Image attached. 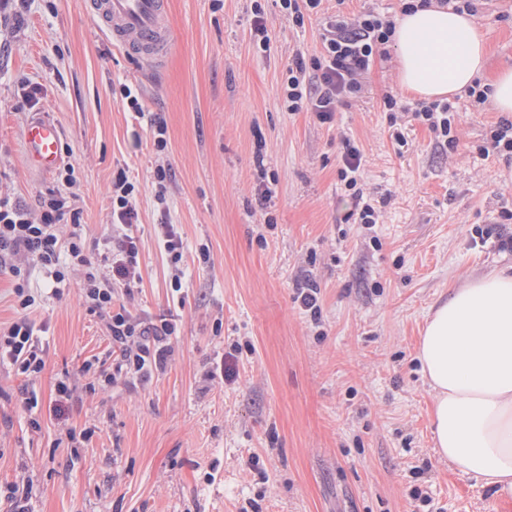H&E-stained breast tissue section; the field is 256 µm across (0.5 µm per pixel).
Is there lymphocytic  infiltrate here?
<instances>
[{"label": "lymphocytic infiltrate", "mask_w": 512, "mask_h": 512, "mask_svg": "<svg viewBox=\"0 0 512 512\" xmlns=\"http://www.w3.org/2000/svg\"><path fill=\"white\" fill-rule=\"evenodd\" d=\"M393 30L392 21L372 12L363 14L352 29L339 22L331 24L323 38L321 55L308 59L295 54L288 67L284 95L289 111L312 112L321 121L330 120L339 103L360 91L359 75L369 69L376 54L389 42ZM413 116L427 126L436 145L454 147L455 112L448 101L422 104ZM361 162L359 147L346 142L338 176L355 201L348 217L354 223L371 225L378 220V210L364 200L358 186ZM58 179L60 188L39 195L33 210L0 195V262L12 260V270L17 275L21 274L23 265L35 264L58 283L65 279L64 266L82 268L81 288L89 309L106 319L113 342L120 346L111 372L104 375L105 383L120 379L147 380L155 371L166 367L173 353L169 339L177 325L166 319L157 324L146 323L126 308L114 305L119 294H132L140 281V237L135 224L137 212L132 204L135 186L122 171L112 183L115 234L111 265L104 269L82 243L79 209L61 192L62 187L73 185V168L64 166ZM66 218L70 219L74 231L70 240L63 241L58 238L56 228ZM15 293L22 315L8 327L0 328V366L33 381L46 367L47 349L27 315L35 303L34 296L21 284Z\"/></svg>", "instance_id": "obj_1"}]
</instances>
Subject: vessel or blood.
Returning <instances> with one entry per match:
<instances>
[{
    "instance_id": "obj_1",
    "label": "vessel or blood",
    "mask_w": 512,
    "mask_h": 512,
    "mask_svg": "<svg viewBox=\"0 0 512 512\" xmlns=\"http://www.w3.org/2000/svg\"><path fill=\"white\" fill-rule=\"evenodd\" d=\"M88 11L113 42L126 47L138 59L153 60L169 43L165 0H88ZM22 141L27 163L41 172L55 169L62 160V133L45 116L30 118Z\"/></svg>"
}]
</instances>
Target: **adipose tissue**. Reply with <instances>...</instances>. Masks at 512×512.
<instances>
[{
	"label": "adipose tissue",
	"mask_w": 512,
	"mask_h": 512,
	"mask_svg": "<svg viewBox=\"0 0 512 512\" xmlns=\"http://www.w3.org/2000/svg\"><path fill=\"white\" fill-rule=\"evenodd\" d=\"M392 39L398 84L420 98L460 92L485 73V40L465 14H402ZM416 358L437 454L495 502H512V273L471 278L433 307Z\"/></svg>",
	"instance_id": "obj_1"
}]
</instances>
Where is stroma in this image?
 <instances>
[{
    "label": "stroma",
    "mask_w": 512,
    "mask_h": 512,
    "mask_svg": "<svg viewBox=\"0 0 512 512\" xmlns=\"http://www.w3.org/2000/svg\"><path fill=\"white\" fill-rule=\"evenodd\" d=\"M86 2L29 0L19 17L13 0H0V191L32 208L56 187V174L32 169L22 151L27 119L46 114L71 150L82 240L104 257L112 181L125 171L136 186L141 281L120 302L137 318L176 319L174 355L148 381L98 382L119 353L105 319L89 311L76 272L54 297L30 268L36 302L25 314L44 330L48 359L33 383L0 370V512L12 510V486L30 488L28 512H489L490 489L433 447L414 356L451 289L512 266L501 243L512 234V160L482 152L500 113L453 95L456 143L436 147L411 115L421 100L401 91L391 51L332 121L288 111L294 54L319 55L331 21L369 10L396 19L401 0H323L301 27L280 0H166L171 43L152 68L113 45ZM473 20L491 68L512 67V0H479ZM24 82L42 86L36 106L23 101ZM126 86L144 118L129 109ZM388 94L408 108L401 148ZM154 116L166 125L162 153ZM347 139L363 155L360 186L379 203L371 226L343 220ZM159 166L170 174L162 206ZM164 219L187 245L178 291L153 233ZM202 243L207 264L196 256ZM307 286L318 290L316 323L295 300ZM219 361L224 378L204 380ZM66 374L77 390L59 406ZM86 428L89 441L69 440Z\"/></svg>",
    "instance_id": "35a3bbf8"
}]
</instances>
